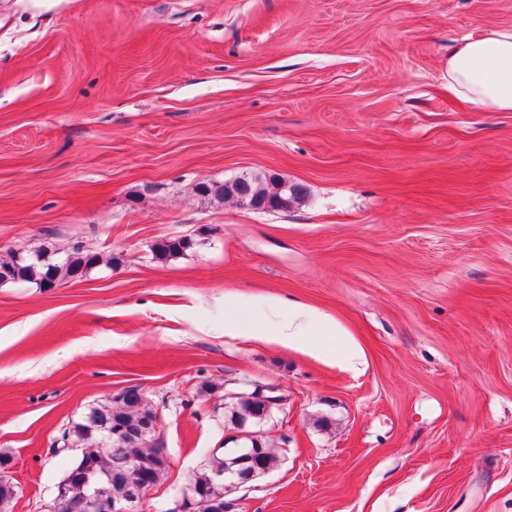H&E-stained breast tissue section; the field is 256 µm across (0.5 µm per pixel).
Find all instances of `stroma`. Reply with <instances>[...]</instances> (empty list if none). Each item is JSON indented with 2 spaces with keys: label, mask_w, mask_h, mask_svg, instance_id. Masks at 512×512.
<instances>
[{
  "label": "stroma",
  "mask_w": 512,
  "mask_h": 512,
  "mask_svg": "<svg viewBox=\"0 0 512 512\" xmlns=\"http://www.w3.org/2000/svg\"><path fill=\"white\" fill-rule=\"evenodd\" d=\"M512 0H0V258L100 254L0 285V512H42L64 431L136 386L171 512L235 447L224 392L279 386L287 436L239 512H512V112L448 96ZM245 173L288 210L202 193ZM187 236L186 254L156 241ZM361 345L352 371L224 333L269 296ZM247 180L251 183L254 189H257L263 196L270 201L271 204L279 202V200L284 197L286 194L288 197L292 199V202L295 203L300 200L305 195V187L301 184H290L289 190L290 192H286V190H282V179L274 176V175H266V174H251L250 177H247ZM188 240L185 236L165 238L153 244L151 251L158 258L183 255L192 248L188 245ZM33 258H18L14 251L4 260L0 261V269H16L19 279L7 282L35 283L45 288L47 280L56 285L64 280H75L86 274L99 263L98 253L83 248H76L63 258H55L46 249ZM45 257V260L43 259Z\"/></svg>",
  "instance_id": "35a3bbf8"
}]
</instances>
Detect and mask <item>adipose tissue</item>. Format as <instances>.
<instances>
[{
    "label": "adipose tissue",
    "instance_id": "1",
    "mask_svg": "<svg viewBox=\"0 0 512 512\" xmlns=\"http://www.w3.org/2000/svg\"><path fill=\"white\" fill-rule=\"evenodd\" d=\"M448 94L492 111L512 112V27L457 43L448 58ZM228 336H248L358 368L364 352L336 319L297 299L270 298L253 319H228Z\"/></svg>",
    "mask_w": 512,
    "mask_h": 512
}]
</instances>
